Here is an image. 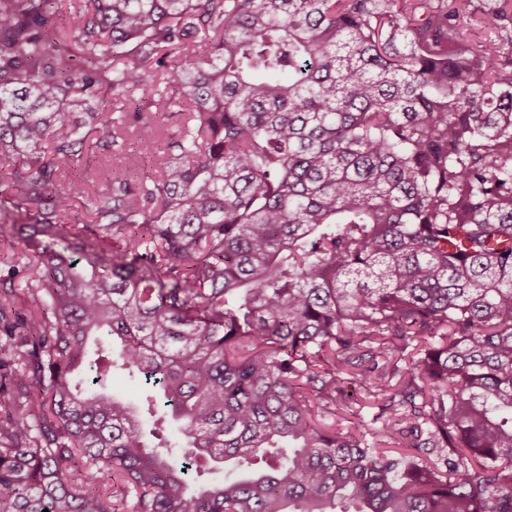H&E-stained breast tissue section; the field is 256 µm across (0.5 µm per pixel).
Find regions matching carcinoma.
<instances>
[{
  "mask_svg": "<svg viewBox=\"0 0 512 512\" xmlns=\"http://www.w3.org/2000/svg\"><path fill=\"white\" fill-rule=\"evenodd\" d=\"M0 201V512H512V0H0ZM0 256H7L11 252V246L23 247V239L33 233L24 208H17L10 203H0ZM342 387L346 394L351 395L354 393L359 404L353 405L350 413H343L341 416L336 417V419H331L330 423H334L336 421V431H341L344 434L357 433L359 432V429H355V426L361 424V421L363 420L369 424L372 415L376 413L378 409L372 407V404L374 403L373 396L367 395V391L360 387L359 382L352 384L350 381H347L342 384Z\"/></svg>",
  "mask_w": 512,
  "mask_h": 512,
  "instance_id": "carcinoma-1",
  "label": "carcinoma"
}]
</instances>
